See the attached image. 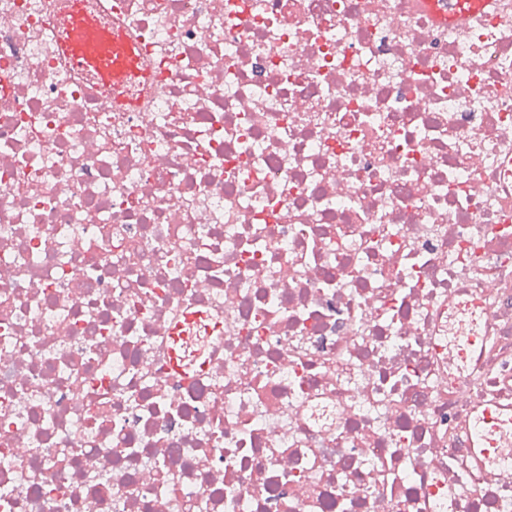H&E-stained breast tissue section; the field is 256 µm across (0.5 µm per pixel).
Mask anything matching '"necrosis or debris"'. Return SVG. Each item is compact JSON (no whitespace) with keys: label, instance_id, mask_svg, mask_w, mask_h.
I'll return each mask as SVG.
<instances>
[{"label":"necrosis or debris","instance_id":"4bbe7bcc","mask_svg":"<svg viewBox=\"0 0 512 512\" xmlns=\"http://www.w3.org/2000/svg\"><path fill=\"white\" fill-rule=\"evenodd\" d=\"M65 8L0 0V512H512V0H110L119 87ZM99 22L83 0H70L63 19L65 56L74 69L94 73L104 83L121 85L140 72L139 58L121 28H112V48L100 49L94 38ZM417 7L430 6L436 16L443 23H458L463 21L467 15L480 9L491 0H466L462 3L449 7L447 0H413ZM484 414L488 420L499 424L495 435V448L487 447L485 434L481 426H475L470 433V444L475 457L482 461L485 457L493 455L499 468H512V408L498 405L487 407Z\"/></svg>","mask_w":512,"mask_h":512}]
</instances>
